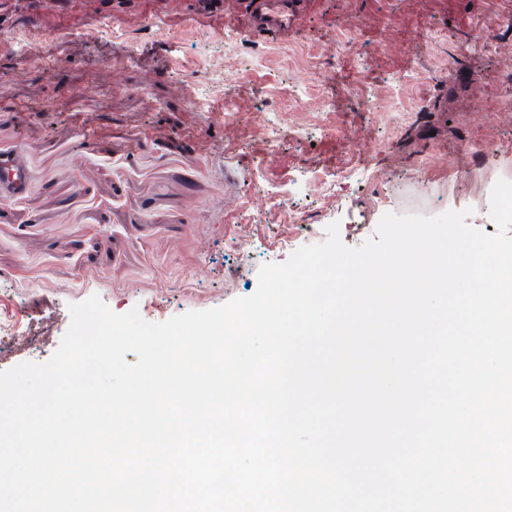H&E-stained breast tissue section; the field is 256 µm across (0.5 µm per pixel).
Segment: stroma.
<instances>
[{
    "label": "stroma",
    "mask_w": 512,
    "mask_h": 512,
    "mask_svg": "<svg viewBox=\"0 0 512 512\" xmlns=\"http://www.w3.org/2000/svg\"><path fill=\"white\" fill-rule=\"evenodd\" d=\"M188 2L0 0V158L29 174L0 197V371L48 361L94 294L153 323L250 296L334 222L349 247L387 213L467 208L496 233L512 112L476 92L512 72V30L491 24L512 0H309L268 43L247 0ZM195 70L229 76L226 94L203 99ZM298 92L338 131L294 111ZM466 142L505 150L480 164Z\"/></svg>",
    "instance_id": "35a3bbf8"
}]
</instances>
